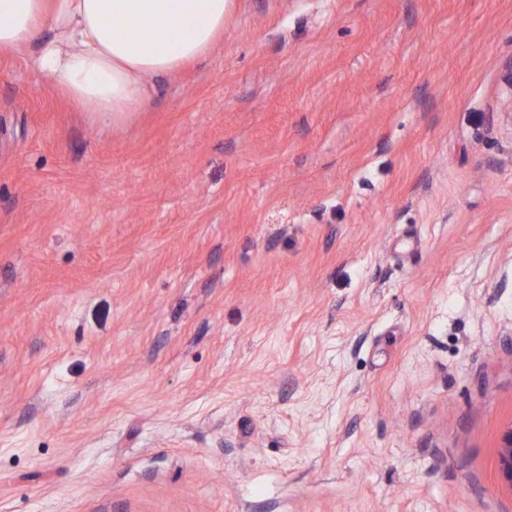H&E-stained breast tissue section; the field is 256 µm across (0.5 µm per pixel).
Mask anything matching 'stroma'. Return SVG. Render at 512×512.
I'll return each instance as SVG.
<instances>
[{
    "label": "stroma",
    "instance_id": "stroma-1",
    "mask_svg": "<svg viewBox=\"0 0 512 512\" xmlns=\"http://www.w3.org/2000/svg\"><path fill=\"white\" fill-rule=\"evenodd\" d=\"M0 56V512H512V0H231L104 121Z\"/></svg>",
    "mask_w": 512,
    "mask_h": 512
}]
</instances>
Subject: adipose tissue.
<instances>
[{
  "label": "adipose tissue",
  "mask_w": 512,
  "mask_h": 512,
  "mask_svg": "<svg viewBox=\"0 0 512 512\" xmlns=\"http://www.w3.org/2000/svg\"><path fill=\"white\" fill-rule=\"evenodd\" d=\"M229 0H0V55L28 43L30 66L95 117L120 120L147 98V76L205 58L224 36Z\"/></svg>",
  "instance_id": "ef3b65f1"
}]
</instances>
